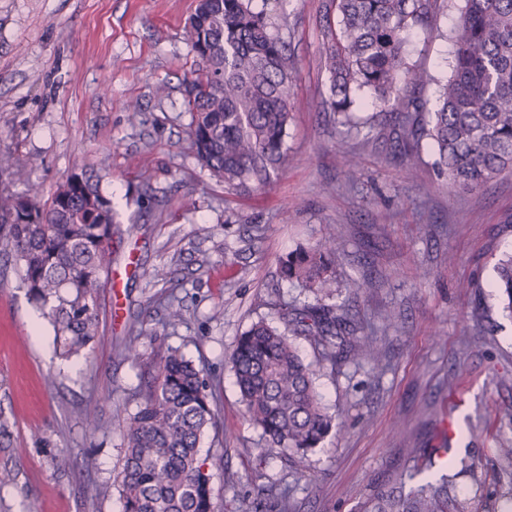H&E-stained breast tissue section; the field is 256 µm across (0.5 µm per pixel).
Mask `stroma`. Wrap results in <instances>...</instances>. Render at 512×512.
Returning <instances> with one entry per match:
<instances>
[{
  "mask_svg": "<svg viewBox=\"0 0 512 512\" xmlns=\"http://www.w3.org/2000/svg\"><path fill=\"white\" fill-rule=\"evenodd\" d=\"M462 0L434 29L407 35L428 97L451 74ZM196 0H0V154L16 162L0 191L49 198L73 170L100 178L116 212L112 267L99 300L100 336L61 358L13 258L0 255V512H122L113 481L123 423L140 383L121 350L133 323L162 319L168 294L185 321L165 338L215 383L220 415L203 439L215 512H371L379 490L448 478L453 512H504L512 496V316L490 283L512 251V171L469 192L450 187L423 143L412 168L393 157L374 122L381 105L337 126L323 109V0H268L298 81L288 159L274 183L239 194L188 148L186 87L197 68L184 27ZM163 95H156L157 85ZM137 109H127V101ZM358 161L354 179L344 153ZM335 236V301L360 320L378 361L320 369L317 385L341 432L295 466L249 421L228 357L252 323L282 327L285 307L311 294L282 279V258ZM165 280H157L155 271ZM94 406L97 429L81 411ZM66 467H58L60 457ZM431 470L414 473L416 458ZM469 469L441 471L446 458Z\"/></svg>",
  "mask_w": 512,
  "mask_h": 512,
  "instance_id": "obj_1",
  "label": "stroma"
}]
</instances>
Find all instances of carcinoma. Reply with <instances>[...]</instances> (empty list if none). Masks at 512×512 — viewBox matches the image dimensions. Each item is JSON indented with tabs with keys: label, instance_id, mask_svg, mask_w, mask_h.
<instances>
[{
	"label": "carcinoma",
	"instance_id": "1",
	"mask_svg": "<svg viewBox=\"0 0 512 512\" xmlns=\"http://www.w3.org/2000/svg\"><path fill=\"white\" fill-rule=\"evenodd\" d=\"M445 0H328L339 31L330 34L326 105L336 124L351 121L353 94L366 90L389 108L382 131L411 168L425 140L448 185L482 188L512 170V0H463L453 41L451 75L433 100L421 95L424 71L407 61V32L427 28ZM186 40L198 59L187 105L190 149L224 186L248 193L269 186L288 157L291 89L296 72L288 48L253 0H207L205 24H190ZM0 192V254L15 259L29 299L53 326L56 348L69 359L99 336V296L110 265L115 213L99 180L66 175L45 202ZM334 241L299 246L281 261L282 278L306 289L315 303L285 314L294 336L321 349V362L379 358L375 341L330 302L338 282ZM495 288L512 312V254L495 265ZM183 323L182 305L166 304L163 330ZM287 332V333H289ZM287 333L261 320L238 338L229 361L249 420L271 447L304 466L334 427L316 387L317 370ZM151 337L146 362L139 340ZM123 355L143 367L124 411V457L114 485L123 512H214L200 443L216 424L218 401L203 369L164 346L155 329L131 330ZM448 480L410 496L392 487L377 495L376 512H446Z\"/></svg>",
	"mask_w": 512,
	"mask_h": 512
}]
</instances>
